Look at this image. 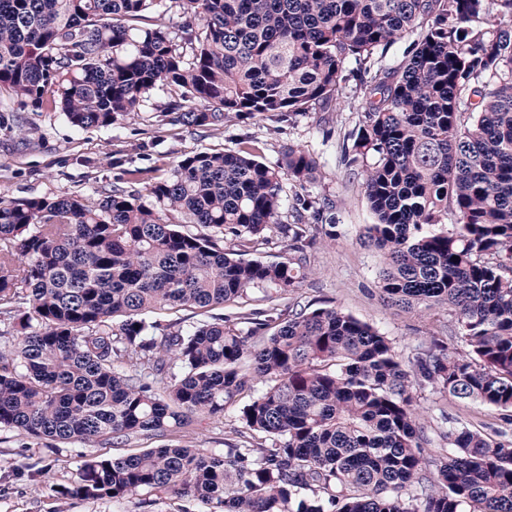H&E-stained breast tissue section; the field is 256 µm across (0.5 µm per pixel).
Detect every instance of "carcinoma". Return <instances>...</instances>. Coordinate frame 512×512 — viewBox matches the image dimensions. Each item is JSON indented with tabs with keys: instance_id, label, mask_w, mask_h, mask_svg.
Segmentation results:
<instances>
[{
	"instance_id": "carcinoma-1",
	"label": "carcinoma",
	"mask_w": 512,
	"mask_h": 512,
	"mask_svg": "<svg viewBox=\"0 0 512 512\" xmlns=\"http://www.w3.org/2000/svg\"><path fill=\"white\" fill-rule=\"evenodd\" d=\"M0 0V92L77 128L138 115L160 87L190 128L328 112L349 82L363 101L345 165L385 257L383 300L444 307L458 354L430 336L405 361L338 307L286 311L321 245V163L282 148L183 155L147 183L78 196L0 198V430L32 440L122 444L238 414L224 450L165 445L91 456L62 499L170 494L218 512H512V440L418 392L477 401L512 421V0ZM411 36L403 59L375 57ZM22 140L31 128L0 114ZM295 194L296 220L284 181ZM195 227L192 232L188 227ZM278 232L279 261L246 255ZM233 248H224V239ZM268 305L191 324L163 310ZM444 451L435 462L428 448Z\"/></svg>"
}]
</instances>
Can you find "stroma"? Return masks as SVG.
<instances>
[{"instance_id":"35a3bbf8","label":"stroma","mask_w":512,"mask_h":512,"mask_svg":"<svg viewBox=\"0 0 512 512\" xmlns=\"http://www.w3.org/2000/svg\"><path fill=\"white\" fill-rule=\"evenodd\" d=\"M170 98L169 89L154 90L143 102L138 118L109 129L81 130L62 113L21 110L34 134L27 142L0 134V195H79L92 202L104 189L120 184L144 200L148 197L144 184L124 182L125 169L138 167L161 179L183 154L234 150L244 140L252 141L259 158L273 165L283 146L299 145L321 158L320 176L309 190L328 199L330 207L316 226L325 242L315 255L312 273L294 294L281 300V307L295 303L342 308L391 338L405 359L411 358L426 336H447L450 318L446 309L404 311L386 304L380 296L378 279L384 257L361 237L364 225L373 223L374 217L360 179L342 161L344 137L362 118L358 94L346 92L332 111L311 112L289 122L267 117L199 129L184 126L166 112ZM420 401L428 422H436L444 410L482 433L504 429L512 435V423H505L500 412L479 403L428 389L421 391ZM238 413V407H230L223 416L174 432L168 441L222 449L224 433L237 425ZM149 446L146 439L106 447L34 442L15 432L0 431V512H175L177 505L170 499L146 506L138 496L122 503L106 497L64 501L59 496L61 488L76 482L85 457L132 454Z\"/></svg>"}]
</instances>
